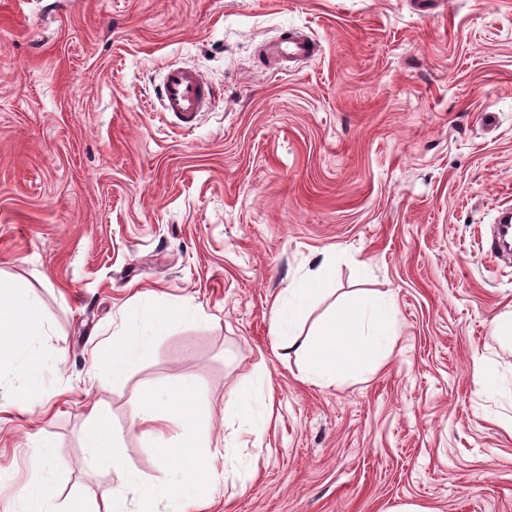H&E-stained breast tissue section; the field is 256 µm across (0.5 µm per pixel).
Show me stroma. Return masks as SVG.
<instances>
[{
    "mask_svg": "<svg viewBox=\"0 0 512 512\" xmlns=\"http://www.w3.org/2000/svg\"><path fill=\"white\" fill-rule=\"evenodd\" d=\"M293 30L320 55L273 68L261 45ZM169 64L213 92L188 131L154 94ZM506 208L512 0H0V280L45 329L29 410L0 384V512L49 458L57 505L111 489L169 512L81 434L101 409L125 465L156 475L132 408L173 378L212 416L216 468L238 444L187 512H512V344L491 327L512 313V258L490 250ZM323 262L305 330L360 290L396 313L381 365L329 386L272 343L274 301ZM184 303L123 381L90 377L144 307ZM258 380L266 424L237 433L224 402Z\"/></svg>",
    "mask_w": 512,
    "mask_h": 512,
    "instance_id": "35a3bbf8",
    "label": "stroma"
}]
</instances>
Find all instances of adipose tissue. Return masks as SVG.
<instances>
[{"label": "adipose tissue", "mask_w": 512, "mask_h": 512, "mask_svg": "<svg viewBox=\"0 0 512 512\" xmlns=\"http://www.w3.org/2000/svg\"><path fill=\"white\" fill-rule=\"evenodd\" d=\"M329 275V266H322L285 288L272 307L275 347L293 353L302 362L306 378L327 384L355 372L374 370L387 355L394 336L389 302L369 291L353 294L316 330L302 334V315L321 294ZM187 311V305L181 304L144 314L141 329L131 335H114L111 356L94 359L93 369L123 379L150 352L155 336L174 316ZM43 327L37 304L21 285L0 282V378L12 377L13 405L20 410L27 408L34 393L32 375L42 364L37 343ZM167 393L171 403L163 406L151 392H144L133 406V420L163 461L156 486L167 492L171 512H183L201 494L204 477L216 473L212 465L192 469L186 454L190 448L208 447L212 417L195 405L196 390L190 383L170 381ZM119 441L110 418L91 411L83 432L84 447L101 464L115 469L121 484L141 485L136 472L122 468L116 456Z\"/></svg>", "instance_id": "1"}]
</instances>
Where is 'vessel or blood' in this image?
I'll list each match as a JSON object with an SVG mask.
<instances>
[{
    "instance_id": "b4317fda",
    "label": "vessel or blood",
    "mask_w": 512,
    "mask_h": 512,
    "mask_svg": "<svg viewBox=\"0 0 512 512\" xmlns=\"http://www.w3.org/2000/svg\"><path fill=\"white\" fill-rule=\"evenodd\" d=\"M319 52L311 38L288 35L271 43L266 56L285 58L291 62L313 60ZM160 101L165 112L176 116L183 127H192L198 114L212 103L210 87L200 71L182 66L167 67L160 88Z\"/></svg>"
}]
</instances>
